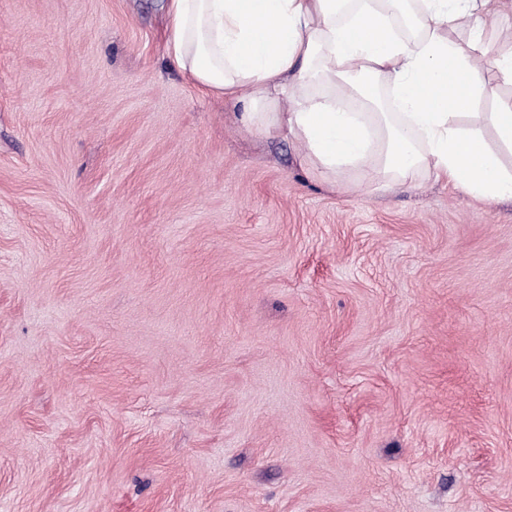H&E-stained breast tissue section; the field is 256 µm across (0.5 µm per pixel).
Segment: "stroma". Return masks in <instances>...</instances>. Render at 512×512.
Returning <instances> with one entry per match:
<instances>
[{"instance_id":"obj_1","label":"stroma","mask_w":512,"mask_h":512,"mask_svg":"<svg viewBox=\"0 0 512 512\" xmlns=\"http://www.w3.org/2000/svg\"><path fill=\"white\" fill-rule=\"evenodd\" d=\"M163 4L0 0V512H512V202L322 184Z\"/></svg>"}]
</instances>
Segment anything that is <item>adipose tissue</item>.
<instances>
[{"instance_id":"adipose-tissue-1","label":"adipose tissue","mask_w":512,"mask_h":512,"mask_svg":"<svg viewBox=\"0 0 512 512\" xmlns=\"http://www.w3.org/2000/svg\"><path fill=\"white\" fill-rule=\"evenodd\" d=\"M512 0H167L177 67L219 98H237L248 132L286 134L300 166L328 182L355 172L379 190L445 180L485 203L512 201ZM467 30L466 39L452 31ZM498 30L508 50L492 51ZM495 142L465 126L481 100Z\"/></svg>"}]
</instances>
